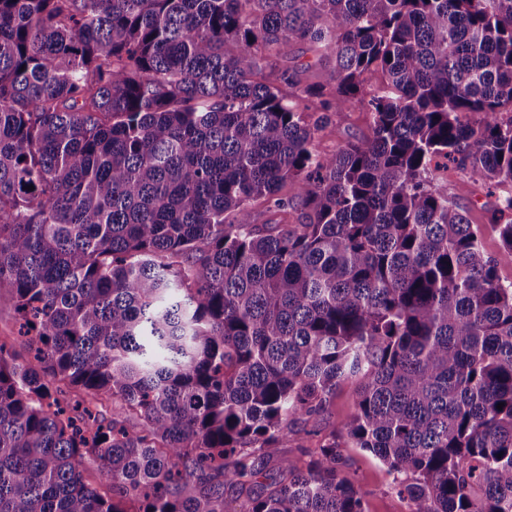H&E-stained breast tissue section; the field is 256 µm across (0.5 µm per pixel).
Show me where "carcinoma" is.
<instances>
[{
	"instance_id": "cac0c4a2",
	"label": "carcinoma",
	"mask_w": 512,
	"mask_h": 512,
	"mask_svg": "<svg viewBox=\"0 0 512 512\" xmlns=\"http://www.w3.org/2000/svg\"><path fill=\"white\" fill-rule=\"evenodd\" d=\"M437 160L512 183V0H0V512H365L334 431L258 481L352 376L412 512H512V193L491 256ZM278 64L281 69L297 68L303 84L322 81L325 73L316 51L309 44L302 42L295 43L288 58L279 60ZM329 122L316 139V151L321 155L334 154L349 142L369 134L370 115L355 104L344 112H328ZM18 323L14 315L10 302L4 296L0 299V339L12 343L16 351L23 359H32L25 348L19 342L20 337L17 336Z\"/></svg>"
}]
</instances>
